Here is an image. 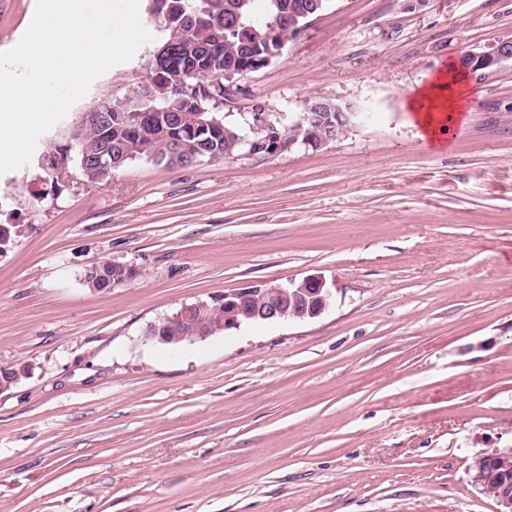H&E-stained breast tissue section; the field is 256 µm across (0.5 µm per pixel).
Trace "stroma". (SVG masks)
Wrapping results in <instances>:
<instances>
[{
    "instance_id": "35a3bbf8",
    "label": "stroma",
    "mask_w": 512,
    "mask_h": 512,
    "mask_svg": "<svg viewBox=\"0 0 512 512\" xmlns=\"http://www.w3.org/2000/svg\"><path fill=\"white\" fill-rule=\"evenodd\" d=\"M32 0H0V48ZM0 174V512H497L469 468L512 447V61L467 82L441 141L411 101L466 50L512 38V0H330L236 83L227 120L368 109L318 149L52 183L85 112L143 94L161 32ZM134 277L104 291L84 270ZM318 274V317L169 349L146 328ZM112 274L115 275H122L127 274L129 276V273L125 271V269L122 266H117L112 268V263H106L101 267L98 268H92L89 270H85L83 272L82 278L84 284L90 288L95 289L97 291H102L105 288L110 289L114 286H117L119 284L124 283L120 282L119 280L112 281ZM108 288L109 286H111Z\"/></svg>"
}]
</instances>
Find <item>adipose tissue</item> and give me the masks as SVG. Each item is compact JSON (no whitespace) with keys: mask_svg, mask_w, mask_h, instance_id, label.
<instances>
[{"mask_svg":"<svg viewBox=\"0 0 512 512\" xmlns=\"http://www.w3.org/2000/svg\"><path fill=\"white\" fill-rule=\"evenodd\" d=\"M466 96L467 89L457 76L455 65H447L417 102L418 124L433 136L446 132L447 112H462Z\"/></svg>","mask_w":512,"mask_h":512,"instance_id":"ef3b65f1","label":"adipose tissue"}]
</instances>
